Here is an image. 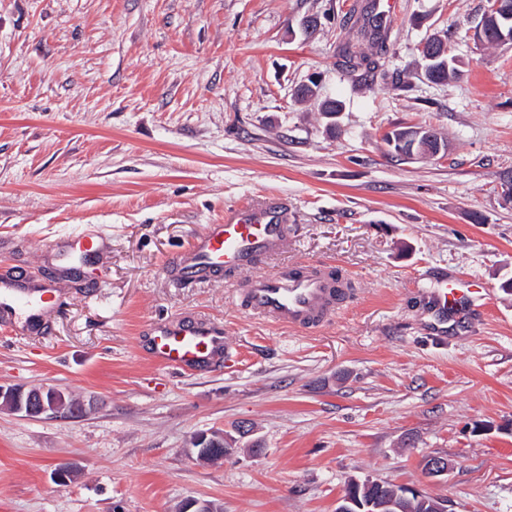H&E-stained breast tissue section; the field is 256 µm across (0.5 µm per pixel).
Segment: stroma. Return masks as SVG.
Wrapping results in <instances>:
<instances>
[{
  "mask_svg": "<svg viewBox=\"0 0 512 512\" xmlns=\"http://www.w3.org/2000/svg\"><path fill=\"white\" fill-rule=\"evenodd\" d=\"M357 2L0 0V269L60 289L45 332L0 329V385L81 404L0 410V512H336L368 479L512 512V45L474 40L487 0H397L383 64L402 78L357 80L341 58ZM448 30L459 74L434 84L416 48ZM426 126L446 157L394 156L387 133ZM271 198L291 211L284 253L167 275L225 210ZM80 231L103 238L97 260L57 254ZM303 263L353 288L324 328L240 307L251 279ZM447 275L489 295L442 322L429 293ZM182 313L223 325L227 365L140 352L149 323ZM211 431L233 450L203 464L192 439Z\"/></svg>",
  "mask_w": 512,
  "mask_h": 512,
  "instance_id": "obj_1",
  "label": "stroma"
}]
</instances>
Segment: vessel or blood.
<instances>
[{
    "mask_svg": "<svg viewBox=\"0 0 512 512\" xmlns=\"http://www.w3.org/2000/svg\"><path fill=\"white\" fill-rule=\"evenodd\" d=\"M288 245V205L241 204L225 211L224 221L207 225L192 245L175 254L167 265L176 282L190 284L223 272L254 266L259 260L284 251ZM53 285H34L24 280L0 283V322L13 315L32 314L49 304ZM444 311H460L481 299V291L453 288L441 281L431 291ZM351 298L350 289L335 280L332 269L305 265L254 278L240 297V305L252 314L283 327L315 329L328 321ZM141 346L153 362L182 372L229 361L224 329L195 315L156 323Z\"/></svg>",
    "mask_w": 512,
    "mask_h": 512,
    "instance_id": "1",
    "label": "vessel or blood"
}]
</instances>
